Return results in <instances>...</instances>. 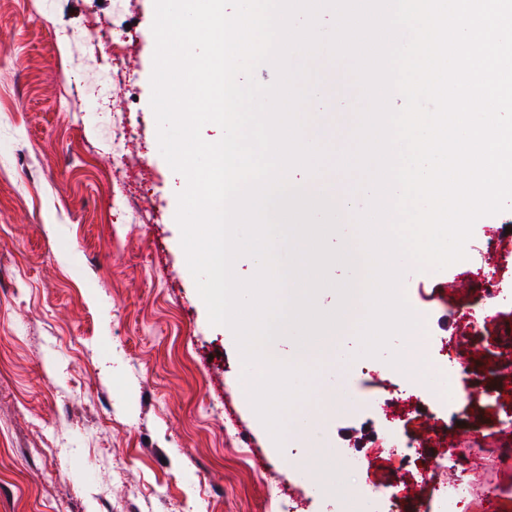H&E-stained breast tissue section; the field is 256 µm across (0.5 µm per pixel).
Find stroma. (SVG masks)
I'll use <instances>...</instances> for the list:
<instances>
[{"label": "stroma", "mask_w": 512, "mask_h": 512, "mask_svg": "<svg viewBox=\"0 0 512 512\" xmlns=\"http://www.w3.org/2000/svg\"><path fill=\"white\" fill-rule=\"evenodd\" d=\"M153 20L154 0H0V512H288L292 495L309 512H336L302 462L358 437L373 449L364 479L387 481V453L347 403L389 399L394 375L348 335L288 414L283 448L257 423L238 389V347L210 324L184 272L183 177L159 151L150 106ZM123 22L137 39L116 78L107 42L71 35ZM313 66L325 90L305 133L332 147L331 126L350 109L337 85L348 65L323 54ZM116 102L134 129L123 146L100 119ZM113 167L139 201L117 237ZM467 266L407 270L414 312L445 315L471 300L450 285ZM474 335L483 412L433 427L468 452L475 486L496 479L495 512H512V433L494 421L506 402L485 374L512 349V294Z\"/></svg>", "instance_id": "obj_1"}]
</instances>
